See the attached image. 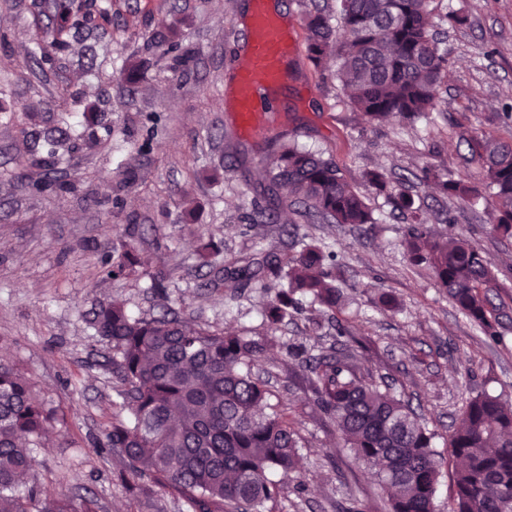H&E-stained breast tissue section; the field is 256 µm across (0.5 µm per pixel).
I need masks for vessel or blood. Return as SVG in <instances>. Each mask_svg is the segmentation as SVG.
<instances>
[{
	"label": "vessel or blood",
	"mask_w": 512,
	"mask_h": 512,
	"mask_svg": "<svg viewBox=\"0 0 512 512\" xmlns=\"http://www.w3.org/2000/svg\"><path fill=\"white\" fill-rule=\"evenodd\" d=\"M251 12L243 29L240 59L232 78L237 128L250 134L271 120V88L288 79L291 58L302 53L297 31L270 10L269 0H250Z\"/></svg>",
	"instance_id": "1"
}]
</instances>
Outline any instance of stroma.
Wrapping results in <instances>:
<instances>
[{"label": "stroma", "mask_w": 512, "mask_h": 512, "mask_svg": "<svg viewBox=\"0 0 512 512\" xmlns=\"http://www.w3.org/2000/svg\"><path fill=\"white\" fill-rule=\"evenodd\" d=\"M248 0H112L111 29L70 39L55 69L39 70L34 23L48 0H0V362L25 374L58 418L17 496L93 493L99 512H190L177 492L151 478L132 477L122 455L97 448L112 424L122 385L112 373V347L95 333L99 303L117 298L134 316L173 309L209 330L248 337L267 334L264 299L249 288H206L198 267L200 239H213L225 256L249 252L239 219L253 208L264 173L263 150L282 138L322 154L345 178L361 181L378 170L388 180L423 165L452 170L480 185L483 170L467 141L480 128L512 144L500 115L512 106V0H433V32L453 66L427 125L393 119L369 124L355 112L333 75L332 63L308 56L279 97L273 128L239 135L224 104L239 51ZM197 52L187 72L171 71L160 54L169 28ZM143 66L134 81L119 80L130 57ZM63 130L57 145L47 131ZM150 140L151 149L134 147ZM52 178L71 192H41L44 158ZM134 179L122 183L124 171ZM112 180L111 196L99 186ZM441 229L442 209L474 240L497 270L495 303L504 307L500 342H489L460 314L428 272H413L400 240L401 219L371 188L363 193L378 222L367 234L345 224H306L303 232L329 245L344 266L342 316L362 341L358 357L374 378L435 430L442 464L439 512L453 498L452 467L443 443L461 409L476 395L512 402V239L496 235L485 203L443 199L433 185L413 189ZM195 208L182 223L186 205ZM139 225L141 265L129 277L103 272L112 251ZM165 289L154 292V276ZM381 284L397 300L385 308ZM272 371V383L298 421L305 472L281 480L264 512H340L355 499L359 512H390L386 495L345 448L315 405L295 361L271 351L253 371Z\"/></svg>", "instance_id": "stroma-1"}]
</instances>
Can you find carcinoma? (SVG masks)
<instances>
[{"label":"carcinoma","instance_id":"carcinoma-1","mask_svg":"<svg viewBox=\"0 0 512 512\" xmlns=\"http://www.w3.org/2000/svg\"><path fill=\"white\" fill-rule=\"evenodd\" d=\"M331 14L321 0H297L304 17L311 60L336 55L338 79L350 103L368 122L392 117L431 119L430 111L447 80L448 52L431 34V0H336ZM44 37L41 59L93 24L112 25V0L96 10L81 0H53L47 24L36 21ZM169 68L185 71L195 51L171 32L164 52ZM471 160L484 170L482 187H471L425 165L415 174L444 195L492 202L493 231L512 238V148L477 130L470 140ZM267 194L284 193L301 204L298 221L288 225L299 249L278 256L266 239L253 237V254L226 260L212 242L199 245L200 265L209 268L206 286L214 290L237 282L267 298L268 330L310 302L330 315L340 307L343 275L334 254L307 233L303 224L377 223L366 198L339 167L321 155L283 142L263 159ZM409 215L401 246L409 261L429 268L437 285L489 339L500 338V307L490 297L497 276L477 244L452 229L440 235L428 225L415 199L403 188L390 194ZM244 233L256 224H274L269 207L242 216ZM136 224L129 242L112 257L108 273L130 275L139 264ZM93 328L112 344V373L123 383L119 410L98 447L119 451L134 476L149 475L178 492L192 512H263L279 486L269 478L300 471V435L288 407L271 403L268 381L251 367L274 345L267 336L249 339L207 331L168 313L133 317L124 303L111 300L93 313ZM333 342L301 361L314 402L356 459L374 471L387 493L391 512H436L440 467L424 419L389 387L359 373L350 351L336 349L350 337L339 319ZM56 411L35 394L19 371L0 364V512H29L15 494L33 467L32 448L50 440ZM448 459L454 465L455 497L448 512H512V404L478 395L468 401L448 432ZM49 512H98L91 496L80 502L60 493Z\"/></svg>","mask_w":512,"mask_h":512}]
</instances>
